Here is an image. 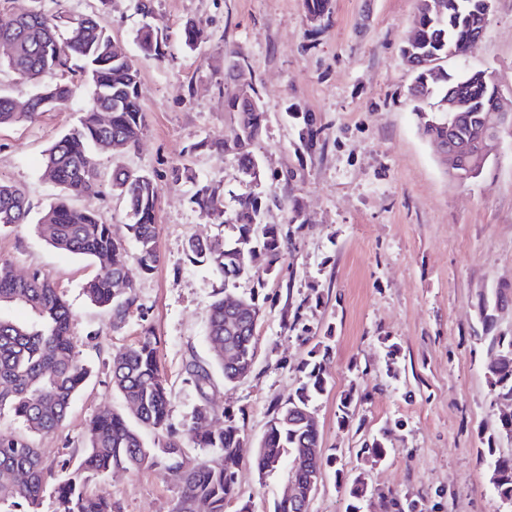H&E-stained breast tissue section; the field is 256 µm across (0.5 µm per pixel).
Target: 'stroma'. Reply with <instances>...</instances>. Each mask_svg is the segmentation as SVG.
I'll return each instance as SVG.
<instances>
[{
  "label": "stroma",
  "instance_id": "obj_1",
  "mask_svg": "<svg viewBox=\"0 0 512 512\" xmlns=\"http://www.w3.org/2000/svg\"><path fill=\"white\" fill-rule=\"evenodd\" d=\"M33 9L98 16L140 74L146 130L130 152H98L97 192L76 205L127 223L112 192L117 162L152 174L160 188V261L148 275L130 265L137 304L116 327L84 293L95 266L54 249L35 228L58 193L43 176L47 151L78 124L90 84L69 74L75 93L66 109L0 128V180L21 187L31 207L28 223L0 229V258L17 275L37 269L57 286L91 370L62 426L35 439L46 462L80 450L100 410L125 411L110 363L143 327L159 340L172 422L189 420L200 401L185 366L212 357L206 312L221 283L209 263L189 259L186 244L195 237L231 242L235 232L190 197L195 185H210L229 208L246 189L233 152L202 146L236 124L225 103L236 88L229 78L235 56L225 53L231 47L245 59L265 113L252 146L264 169L254 191L266 223L290 234L279 271L266 274L264 257L254 262L268 300L252 373L234 385L215 375L208 390L216 412L244 418L241 499L253 512H275L287 470L258 474L253 458L274 405L294 393L319 340L329 347L328 390L312 409L326 452H337L347 477L366 478L371 493L363 512H385L381 497L390 492L424 512H512L490 483L486 440L501 406L489 392L486 349L477 338L481 299L512 286V148L501 146L479 178L460 183L420 134L414 73L402 55L416 0H330L318 26L309 22L305 0H154V22L168 35L160 60L137 48L136 0H0V14ZM189 22L206 29L210 41L187 49L180 34ZM471 63L491 68L503 92L512 91V0H493ZM306 115L320 131L309 149L299 141ZM178 169L193 181L175 179ZM352 388L363 401L342 430L337 406ZM383 428L390 453L364 462L361 443ZM87 489L112 499L119 512H172L177 497L173 476L150 469L120 470L89 480Z\"/></svg>",
  "mask_w": 512,
  "mask_h": 512
}]
</instances>
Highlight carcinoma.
Wrapping results in <instances>:
<instances>
[{
    "label": "carcinoma",
    "mask_w": 512,
    "mask_h": 512,
    "mask_svg": "<svg viewBox=\"0 0 512 512\" xmlns=\"http://www.w3.org/2000/svg\"><path fill=\"white\" fill-rule=\"evenodd\" d=\"M441 11L429 8L428 0H417L414 30L403 47L404 59L416 73L411 94L419 103L437 99L436 109H416L419 129L432 142L448 141V91L469 103L470 111L460 113L455 135L476 143L487 132L485 112L494 94L476 69L448 73L445 63L455 49L470 44L480 29L483 0H439ZM308 19L318 23L329 13L328 0H306ZM209 35L194 24L183 29L186 46L196 47ZM0 42L13 46L10 56L0 59L18 79L35 85L24 101L0 94V126L31 122L41 114L61 110L74 96L73 85L61 78L44 84L48 75H63L77 67L93 88L89 107L80 124L62 135L46 155L44 176L57 188L58 197L44 209L39 224L49 244L62 252L92 260L96 276L87 282L88 299L112 314V324L120 325L136 303L133 283L125 281L129 263L134 261L145 274L160 261L157 240V213L160 191L153 175L131 170L121 164L112 168V191L127 209L129 223L119 232L95 210L71 203V198L90 195L98 188L96 153L106 143L123 149L138 145L145 127L140 97V77L133 60L117 51L108 30L92 15H72L66 11L44 13L31 10L17 16L0 15ZM136 42L145 56L159 57L166 35L151 24L141 26ZM242 78L228 97L227 107L238 115L231 139L216 138L201 146L233 150L238 168L248 183L257 184L263 169L250 146L262 130L263 110L248 107L255 97L245 67L236 64ZM107 112L105 123L101 113ZM196 207L236 229L234 243L192 238L187 254L193 260L211 261L228 287L216 294L207 314V338L213 352L208 364L189 365L188 380L201 400L194 407L190 423L174 424L170 419V390L158 364V340L149 326L140 340L112 357V388L125 400L136 418L131 425L122 414L105 410L87 426L86 443L80 458L62 461L74 464L65 477L55 476L44 464L40 449L30 435L53 433L66 419L69 409L88 377V367L80 358L70 333L72 313L56 286L40 271L25 276L14 273L0 259V415L11 414L23 431H0V503L10 501L26 506L24 512H39L42 494L50 484L56 493V512H115L112 500L90 493V477H106L115 470L153 469L170 472L180 451L209 448L214 456L175 477L178 497L174 512H224L239 498L243 427L227 414L218 415L209 405L207 389L213 370H219L227 385L247 378L254 367L256 346L250 331L253 318L261 317L255 291L239 295L231 284L252 276L257 255L267 258L265 271L276 270L283 243L273 225L263 223L259 196L251 191L236 196L229 212L219 207L215 190L204 185L193 195ZM30 208L23 191L0 181V229L29 221ZM246 303L254 317H239L235 330L227 327L235 314V302ZM21 305L30 311L24 322L15 321L1 310ZM483 340L488 360L485 377L494 401L512 402V336L491 334L496 321L495 301L479 305ZM328 346L318 342L303 365V377L288 400L275 405L257 447L255 465L264 472L273 461L289 462L288 481L304 495L311 474L340 457L328 456L312 418V402L327 391L322 372ZM360 398L350 391L337 406L338 424L347 428L353 421ZM153 432L157 442L148 446L142 434ZM512 440V413L499 417L487 442L492 457L491 484L499 499L512 505V454L497 453L496 439ZM358 454L378 463L388 454L387 438L379 434L362 442ZM368 491L363 474L356 475L347 488L345 512H362L361 502ZM388 512H421L418 502L394 495L386 501Z\"/></svg>",
    "instance_id": "cac0c4a2"
}]
</instances>
